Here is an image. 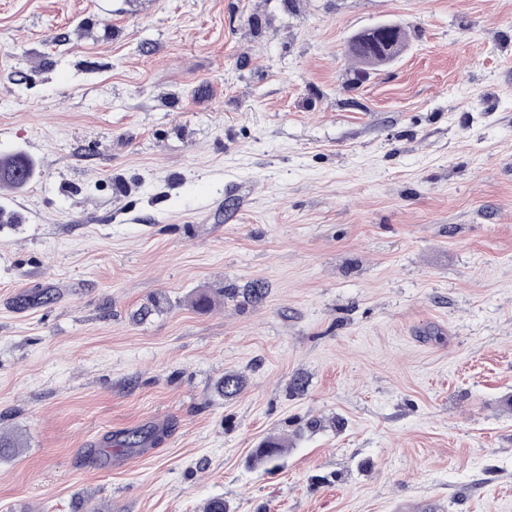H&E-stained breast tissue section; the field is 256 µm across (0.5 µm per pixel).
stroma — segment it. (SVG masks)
Instances as JSON below:
<instances>
[{"instance_id":"35a3bbf8","label":"stroma","mask_w":512,"mask_h":512,"mask_svg":"<svg viewBox=\"0 0 512 512\" xmlns=\"http://www.w3.org/2000/svg\"><path fill=\"white\" fill-rule=\"evenodd\" d=\"M13 152L0 512H512V0H0ZM364 39L376 51L392 54L393 60L397 59L403 52L399 42V26L395 24L374 25L365 29ZM0 170L4 173V176L0 178V183L8 184L15 189H22L31 181L34 165L21 155L9 154L0 157ZM16 172L18 175H15ZM157 438V432L144 431V430H130L126 434H123L118 439H114L115 446L120 448H126L128 450H140L146 448L149 444L155 441ZM287 452L288 448H285L279 440L268 439L254 449L253 458L259 464L270 465L279 462Z\"/></svg>"}]
</instances>
